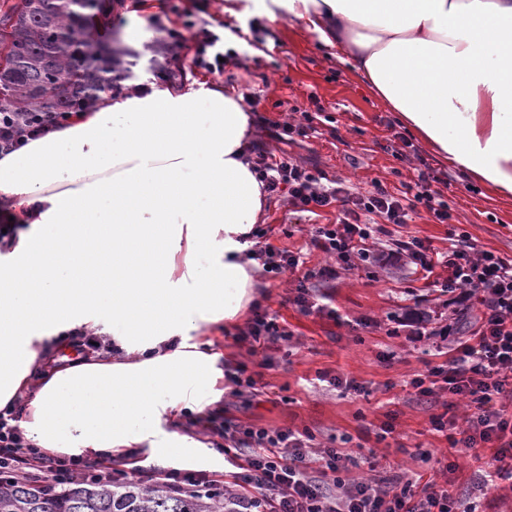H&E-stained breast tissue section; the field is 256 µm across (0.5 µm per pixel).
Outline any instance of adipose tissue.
Returning <instances> with one entry per match:
<instances>
[{
  "label": "adipose tissue",
  "mask_w": 512,
  "mask_h": 512,
  "mask_svg": "<svg viewBox=\"0 0 512 512\" xmlns=\"http://www.w3.org/2000/svg\"><path fill=\"white\" fill-rule=\"evenodd\" d=\"M276 6L368 83L411 134L512 199V0H252ZM256 117L207 80H140L0 156V410L52 456L200 457L168 419L220 396L200 330L252 303L265 213L248 148ZM82 327L118 355L42 362Z\"/></svg>",
  "instance_id": "ef3b65f1"
}]
</instances>
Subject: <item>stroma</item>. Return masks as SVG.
Masks as SVG:
<instances>
[{
    "label": "stroma",
    "instance_id": "1",
    "mask_svg": "<svg viewBox=\"0 0 512 512\" xmlns=\"http://www.w3.org/2000/svg\"><path fill=\"white\" fill-rule=\"evenodd\" d=\"M175 2L192 11L197 27L219 34H240L257 18L244 0H234L229 13L225 0H209L203 6L197 0ZM257 19L260 31L251 32L239 46L238 58L223 75L210 78L255 101L256 146L286 153L329 179H344L357 188L368 187L374 179L391 188L400 186L415 179L420 161H427L448 176V199L458 230L467 232L478 248L512 256V199L493 196L425 146H418L417 157H394L392 151L400 145L396 135L403 127L366 82L288 17ZM313 95L331 117L321 136L289 145L268 136V121L291 119L296 111L309 108ZM264 221L276 229L273 245L293 251L304 246L309 221L291 212L286 199H269ZM293 286V275H265L255 293L256 301L293 333L290 341L267 351L273 362L264 373L269 394L230 407L220 399L214 409H229L243 421L266 427L305 429L324 445L352 437L356 457L379 461L391 475L446 469L455 498L477 501L481 512H512V483L502 482L489 491L480 488L481 466L491 459L492 449L450 447L430 425L431 415L443 411L440 402L419 398L409 385L429 366L441 363L438 349L455 346L473 313L453 314L445 295L422 287L402 266L343 271L336 282L320 285V292L331 295L343 316L340 324L300 314L287 301ZM414 304L431 312L439 325L450 326V334L412 335L402 319L405 306ZM355 320L360 328H352ZM323 370L355 381L356 389L318 381L316 375ZM388 422L394 430L385 436L381 430Z\"/></svg>",
    "mask_w": 512,
    "mask_h": 512
}]
</instances>
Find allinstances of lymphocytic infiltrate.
Segmentation results:
<instances>
[{
  "label": "lymphocytic infiltrate",
  "instance_id": "obj_1",
  "mask_svg": "<svg viewBox=\"0 0 512 512\" xmlns=\"http://www.w3.org/2000/svg\"><path fill=\"white\" fill-rule=\"evenodd\" d=\"M167 35L174 52L191 51L192 68L210 75H223L225 63L238 56L236 50L224 49L218 34L196 29L186 13L179 14ZM323 116L320 106L301 111L298 118L272 123L271 134L290 143L319 137ZM64 121L58 113L1 112L0 154L21 148ZM253 164L268 197H287L293 212L311 218L308 247L330 259L329 264L308 270L301 254L268 243L254 249L253 257L265 272L295 273L288 301L299 312L339 320L331 299L316 293L312 280L329 283L343 271L399 262L446 293L456 312L478 309L468 336L458 341L453 355L416 375L409 385L421 397L442 390L449 399L467 400L471 412L461 426L450 427L442 413L431 416L432 429L447 435L453 447L493 449L495 466L485 476L487 486L512 481V414L499 405L502 399H512V256L479 249L463 233L443 253L408 231L421 209L438 224L455 219L443 190L434 185L432 167L419 170L416 180L403 188L393 190L376 180L362 192L340 179L324 181L322 173L285 155L260 151ZM329 209L336 212L335 222L320 223L321 213ZM291 336L276 316L254 306L239 340L248 344L251 353L261 354V369L251 372L245 365L225 363L224 380L231 386V396H261V371L270 365L262 352ZM21 420L20 411L0 413V469L54 490L75 480H136L181 495L223 492L230 512H478L477 502L458 501L447 486L433 479L403 482L380 474L354 476L357 458L317 446L306 430L268 428L208 411L197 417L195 425L217 440L225 471H154L138 465L133 457L119 464L96 465L47 457L26 442Z\"/></svg>",
  "mask_w": 512,
  "mask_h": 512
}]
</instances>
